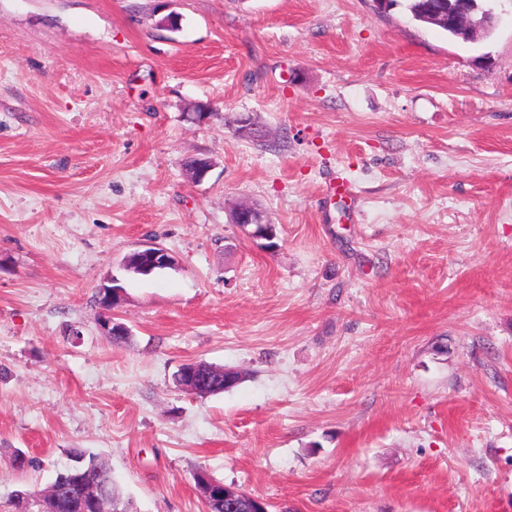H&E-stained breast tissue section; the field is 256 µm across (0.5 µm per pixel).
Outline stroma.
I'll return each mask as SVG.
<instances>
[{
    "label": "stroma",
    "instance_id": "1",
    "mask_svg": "<svg viewBox=\"0 0 512 512\" xmlns=\"http://www.w3.org/2000/svg\"><path fill=\"white\" fill-rule=\"evenodd\" d=\"M492 6L463 42L371 0H0V512L71 448L128 512H205L199 471L273 512H512V0ZM242 200L276 249L230 222ZM148 242L176 265L125 272ZM111 276L125 346L98 326ZM188 361L243 378L197 397Z\"/></svg>",
    "mask_w": 512,
    "mask_h": 512
}]
</instances>
